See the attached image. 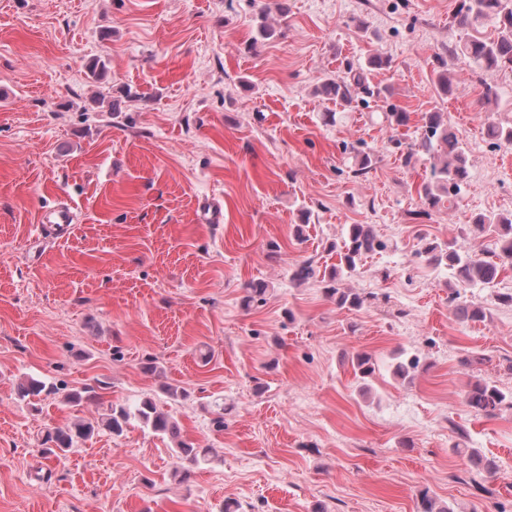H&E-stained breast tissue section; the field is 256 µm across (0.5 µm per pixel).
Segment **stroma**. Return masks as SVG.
Instances as JSON below:
<instances>
[{"instance_id": "35a3bbf8", "label": "stroma", "mask_w": 512, "mask_h": 512, "mask_svg": "<svg viewBox=\"0 0 512 512\" xmlns=\"http://www.w3.org/2000/svg\"><path fill=\"white\" fill-rule=\"evenodd\" d=\"M286 1L283 16L279 0H0V512H419L423 489L449 512H512V410L466 401L478 377L512 391V267L463 290L417 256L424 235L483 255L492 238L466 224L512 215V144L487 135L512 123V71L449 52L471 34L450 26L460 0ZM262 18L277 34L259 41ZM372 55L390 61L368 74L381 96L346 107L318 94ZM123 87L137 96L119 116L94 104ZM393 104L406 125L371 122ZM431 112L469 162L452 211H422L431 158L407 166L398 149ZM355 147L377 158L363 177ZM61 203L68 234H42ZM351 224L385 247L343 278L367 298L348 310L319 277ZM307 259L316 278L294 281ZM258 281L265 302L244 306ZM458 290L485 320L455 318ZM362 352L377 363L365 382L351 365ZM30 377L106 387L78 406L19 400ZM165 385L188 393L165 405L183 437L213 451L190 483L174 476L172 440L137 422L41 455L48 429ZM471 450L496 465L478 484Z\"/></svg>"}]
</instances>
